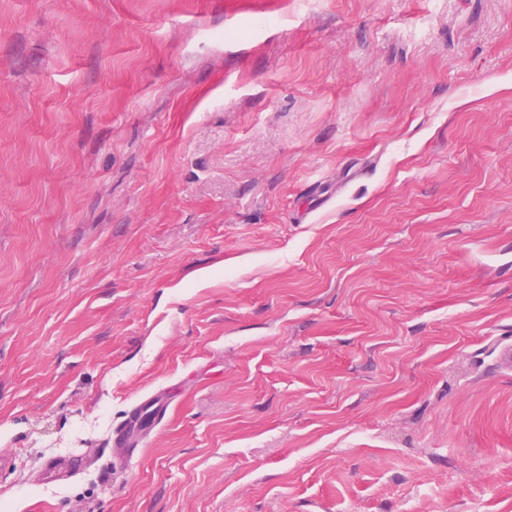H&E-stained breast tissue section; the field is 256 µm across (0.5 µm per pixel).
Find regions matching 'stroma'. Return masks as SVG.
Segmentation results:
<instances>
[{
  "label": "stroma",
  "mask_w": 512,
  "mask_h": 512,
  "mask_svg": "<svg viewBox=\"0 0 512 512\" xmlns=\"http://www.w3.org/2000/svg\"><path fill=\"white\" fill-rule=\"evenodd\" d=\"M509 347L512 0H0V512H512ZM167 406L157 395L144 397L126 419L112 430V453L117 459H131L139 451L142 435L165 415ZM94 456V452H83L78 455L50 458L40 470L41 481L50 484L60 481L63 476L76 477L92 464Z\"/></svg>",
  "instance_id": "stroma-1"
}]
</instances>
